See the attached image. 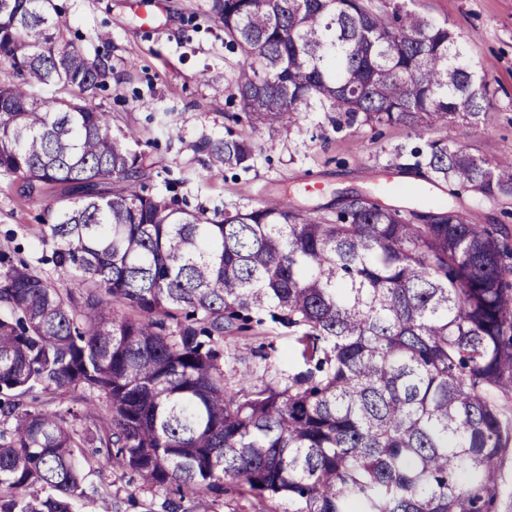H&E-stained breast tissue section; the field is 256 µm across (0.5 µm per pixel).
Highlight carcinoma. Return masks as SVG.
Listing matches in <instances>:
<instances>
[{
  "instance_id": "carcinoma-1",
  "label": "carcinoma",
  "mask_w": 512,
  "mask_h": 512,
  "mask_svg": "<svg viewBox=\"0 0 512 512\" xmlns=\"http://www.w3.org/2000/svg\"><path fill=\"white\" fill-rule=\"evenodd\" d=\"M55 0H0V175L43 204L64 287L0 244V512H77L84 472L175 491L147 512H215L224 479L281 512H492L512 444V240L446 205L357 201L315 220L286 200L191 210L146 191V155L92 105L103 58L69 47ZM252 130L320 108L417 129L476 120L485 75L460 34L364 0H220ZM47 90L51 96L43 97ZM251 168L247 134L198 146ZM404 171L512 196L437 138ZM291 332L260 386L224 371L231 331ZM64 392L77 403L46 408Z\"/></svg>"
}]
</instances>
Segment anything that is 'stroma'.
<instances>
[{
  "label": "stroma",
  "mask_w": 512,
  "mask_h": 512,
  "mask_svg": "<svg viewBox=\"0 0 512 512\" xmlns=\"http://www.w3.org/2000/svg\"><path fill=\"white\" fill-rule=\"evenodd\" d=\"M58 20L84 54L104 55L111 71L94 106L110 113L112 128L138 138L152 165L147 183L174 188L190 208H252L288 198L314 217H334L338 195L359 192L395 207L445 202L476 224L512 229V196L495 201L466 193L451 196L399 167L411 148L434 138L459 139L461 147L495 165L512 166V0H399L462 36L466 55L490 84V104L465 137L456 126L417 135L402 124L335 128L326 112L251 131L231 101L240 56L224 45L215 0H159L145 18L133 0H56ZM109 35L100 43L98 33ZM252 133L256 156L249 170L208 169L198 144L228 132ZM317 190H307L309 179ZM42 206L21 201L0 176V242L37 263L46 250L37 239ZM80 512H145L146 490L130 491L121 474L104 468L83 484Z\"/></svg>",
  "instance_id": "1"
}]
</instances>
